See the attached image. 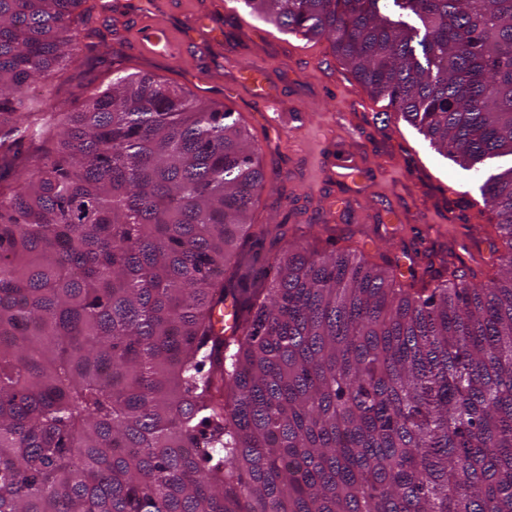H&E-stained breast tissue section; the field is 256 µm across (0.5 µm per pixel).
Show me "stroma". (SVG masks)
<instances>
[{"instance_id":"1","label":"stroma","mask_w":512,"mask_h":512,"mask_svg":"<svg viewBox=\"0 0 512 512\" xmlns=\"http://www.w3.org/2000/svg\"><path fill=\"white\" fill-rule=\"evenodd\" d=\"M80 25V54L62 77L32 85L60 112L77 109L87 91L106 88L113 67L151 74L190 91L198 101L230 109L260 146L266 188L249 212L253 224H314L318 249L361 248L378 266L407 263L403 284L431 280L450 257L459 270L489 280L497 273L489 217L477 216L481 177L437 153L417 129L381 120L374 99L335 56L327 38L311 41L279 30L236 0H92ZM206 19L215 37L183 43L177 55L152 54L140 32L155 23L183 33L192 18ZM263 63L280 113L265 118L266 103L241 79ZM333 178L320 172L322 156ZM366 171L370 206L336 212L331 197L348 192V165Z\"/></svg>"}]
</instances>
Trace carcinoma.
<instances>
[{"mask_svg": "<svg viewBox=\"0 0 512 512\" xmlns=\"http://www.w3.org/2000/svg\"><path fill=\"white\" fill-rule=\"evenodd\" d=\"M480 185L500 273L433 288L290 243L230 111L121 75L29 88L87 0H0V512H512V0H236ZM238 323L216 330L227 300Z\"/></svg>", "mask_w": 512, "mask_h": 512, "instance_id": "obj_1", "label": "carcinoma"}]
</instances>
